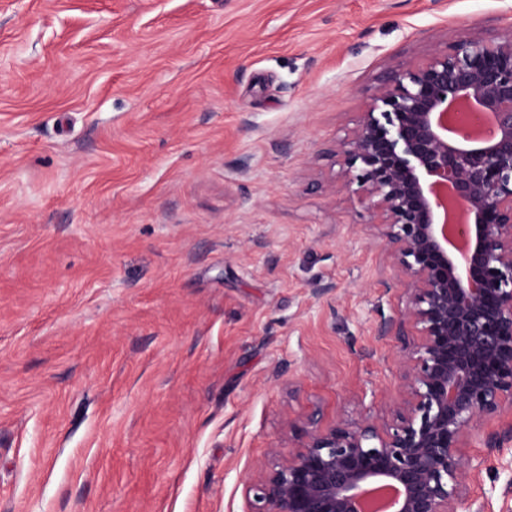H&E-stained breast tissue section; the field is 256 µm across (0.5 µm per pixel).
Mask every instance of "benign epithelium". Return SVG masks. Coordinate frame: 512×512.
<instances>
[{
  "mask_svg": "<svg viewBox=\"0 0 512 512\" xmlns=\"http://www.w3.org/2000/svg\"><path fill=\"white\" fill-rule=\"evenodd\" d=\"M336 155L385 225L416 339L389 418L307 416L254 465L248 512H470L459 448L512 412V30L390 71Z\"/></svg>",
  "mask_w": 512,
  "mask_h": 512,
  "instance_id": "benign-epithelium-1",
  "label": "benign epithelium"
}]
</instances>
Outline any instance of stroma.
Here are the masks:
<instances>
[{"label":"stroma","instance_id":"1","mask_svg":"<svg viewBox=\"0 0 512 512\" xmlns=\"http://www.w3.org/2000/svg\"><path fill=\"white\" fill-rule=\"evenodd\" d=\"M511 31L512 0H0V512H247L289 422L384 417L407 279L333 151L389 71ZM511 428L465 441L476 512H512Z\"/></svg>","mask_w":512,"mask_h":512}]
</instances>
